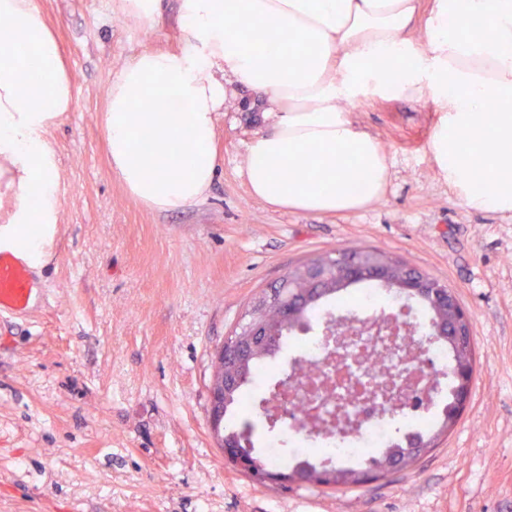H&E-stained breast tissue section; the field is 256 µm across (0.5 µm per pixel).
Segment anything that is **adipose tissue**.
Masks as SVG:
<instances>
[{"label": "adipose tissue", "instance_id": "adipose-tissue-1", "mask_svg": "<svg viewBox=\"0 0 512 512\" xmlns=\"http://www.w3.org/2000/svg\"><path fill=\"white\" fill-rule=\"evenodd\" d=\"M181 0L180 27L201 50L146 51L108 92L104 129L112 171L159 211L201 201L218 170L215 114L230 85L262 98L270 122L241 171L252 195L315 214L354 211L381 197L387 152L348 119L360 96L408 97L441 114L429 148L449 184L478 211L512 213V0ZM293 34L253 43L240 20ZM486 31L483 40L471 29ZM26 37L43 64L32 90L11 53ZM187 106L143 120L136 103ZM73 108L61 47L34 0H0V244L31 269L43 265L57 222V165L47 131Z\"/></svg>", "mask_w": 512, "mask_h": 512}]
</instances>
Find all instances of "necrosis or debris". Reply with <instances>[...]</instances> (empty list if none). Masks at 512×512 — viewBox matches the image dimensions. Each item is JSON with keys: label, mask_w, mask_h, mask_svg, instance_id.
I'll return each instance as SVG.
<instances>
[{"label": "necrosis or debris", "mask_w": 512, "mask_h": 512, "mask_svg": "<svg viewBox=\"0 0 512 512\" xmlns=\"http://www.w3.org/2000/svg\"><path fill=\"white\" fill-rule=\"evenodd\" d=\"M344 319L361 320L355 335L335 342L326 337L304 339L300 355L318 368L313 379L293 381L281 388L284 408L294 409L299 421L295 457H330L354 461L388 446L390 431L378 401L365 395L369 384L397 374H411L419 362L447 364L445 344L421 336L422 323L412 317L409 350L386 358L374 344L375 321L380 320L378 298L367 288L351 303L338 307Z\"/></svg>", "instance_id": "1"}]
</instances>
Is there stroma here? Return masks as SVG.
<instances>
[{"label": "stroma", "instance_id": "obj_1", "mask_svg": "<svg viewBox=\"0 0 512 512\" xmlns=\"http://www.w3.org/2000/svg\"><path fill=\"white\" fill-rule=\"evenodd\" d=\"M74 96L46 138L58 169L53 243L23 313L0 317V512H512V215L469 208L429 150L440 121L408 98L361 96L349 119L391 158L383 196L315 214L254 199L241 175L263 103L231 88L217 178L161 212L113 176L109 85L144 50L180 51V0L152 22L123 0H35ZM370 246L453 289L477 373L457 425L417 466L359 490L273 489L226 467L209 432L213 352L288 269Z\"/></svg>", "mask_w": 512, "mask_h": 512}]
</instances>
